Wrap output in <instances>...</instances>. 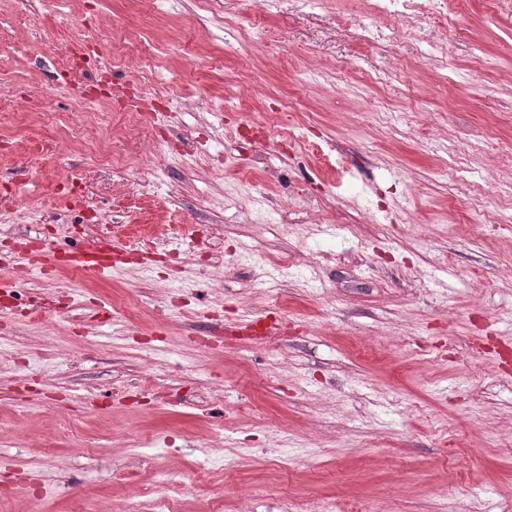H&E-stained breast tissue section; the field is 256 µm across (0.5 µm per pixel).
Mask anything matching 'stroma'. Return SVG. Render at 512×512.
Returning a JSON list of instances; mask_svg holds the SVG:
<instances>
[{
  "label": "stroma",
  "mask_w": 512,
  "mask_h": 512,
  "mask_svg": "<svg viewBox=\"0 0 512 512\" xmlns=\"http://www.w3.org/2000/svg\"><path fill=\"white\" fill-rule=\"evenodd\" d=\"M415 2L0 0V512H512V11Z\"/></svg>",
  "instance_id": "obj_1"
}]
</instances>
